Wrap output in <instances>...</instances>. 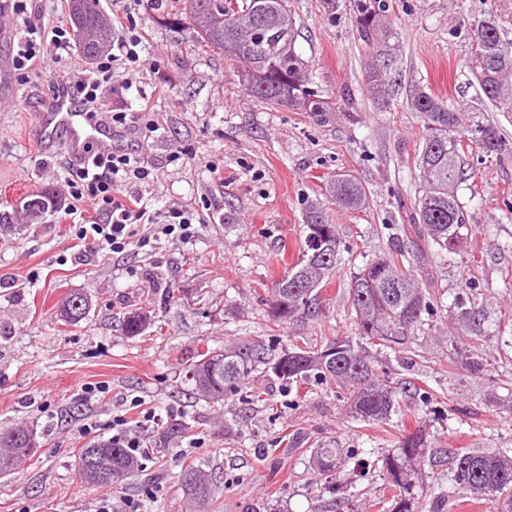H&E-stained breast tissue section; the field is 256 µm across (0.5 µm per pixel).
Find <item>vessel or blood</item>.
<instances>
[{
  "instance_id": "b4317fda",
  "label": "vessel or blood",
  "mask_w": 512,
  "mask_h": 512,
  "mask_svg": "<svg viewBox=\"0 0 512 512\" xmlns=\"http://www.w3.org/2000/svg\"><path fill=\"white\" fill-rule=\"evenodd\" d=\"M32 137L48 150L63 146L68 158L74 160L91 146L108 154L124 148L127 143L123 130L112 127L107 121L90 118L76 101L63 95L41 103Z\"/></svg>"
}]
</instances>
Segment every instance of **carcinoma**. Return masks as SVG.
Instances as JSON below:
<instances>
[{"label":"carcinoma","mask_w":512,"mask_h":512,"mask_svg":"<svg viewBox=\"0 0 512 512\" xmlns=\"http://www.w3.org/2000/svg\"><path fill=\"white\" fill-rule=\"evenodd\" d=\"M181 14L194 21L198 11L210 10L211 23L192 26L198 41L219 50L241 65L239 78L252 95L273 110L288 109L324 117L335 104L313 88L312 77L296 53V31L290 21L288 0H177ZM354 17L359 39L377 48L384 63L366 70V92L380 109L389 106L388 61L394 33L386 19L384 0H354ZM69 20L82 55L94 60L112 42V26L99 8L98 0H70ZM468 69L483 94L503 112H512V39L490 17L474 24L470 36ZM412 108L423 122V147L418 158L421 195L414 201V233L440 257L462 239L469 215L457 191L466 181L461 169L460 145L467 140L487 154H512V148L490 124H462L454 105L423 89L414 92ZM327 204L342 209L365 205L366 192L353 177H336L327 190ZM58 195L38 190L27 195L23 211L30 223H39L58 210ZM304 247L293 265L269 289L266 304L273 325L293 323L313 315L320 290L328 284L342 262L336 225L329 223L326 204L308 205L303 224ZM405 255H380L367 261L351 276L349 302L358 340L334 338L316 349L292 344L241 342L233 347L208 348L188 365L187 374L195 393L208 402H222L235 394L250 375L260 372L291 385L314 379L334 383L345 391L352 413L364 422H383L399 410L398 391L379 379L369 356L359 342L403 352L412 347L423 315L435 309L429 289L404 263ZM60 317L77 325L90 311L88 298L73 294L59 305ZM147 314L132 312L124 321L125 333H143ZM39 447L35 433L12 424L0 425V448H10L22 462ZM313 463L320 474L344 465L339 448L313 449ZM423 440L418 433L403 437L399 454L386 458L391 487L397 492L398 512H410L405 494L411 487V464L422 457ZM112 465V483H120L140 467L139 456L112 442H90L81 449L77 465L85 471L92 456ZM433 459L448 461L458 482L474 495L489 501L494 512H512V456L493 448L459 451L441 448ZM179 483L189 499L203 498L206 510L214 498L211 478L201 468L189 467L179 474Z\"/></svg>","instance_id":"cac0c4a2"}]
</instances>
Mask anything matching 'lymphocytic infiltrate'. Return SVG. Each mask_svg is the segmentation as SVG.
I'll return each mask as SVG.
<instances>
[{"label": "lymphocytic infiltrate", "instance_id": "obj_1", "mask_svg": "<svg viewBox=\"0 0 512 512\" xmlns=\"http://www.w3.org/2000/svg\"><path fill=\"white\" fill-rule=\"evenodd\" d=\"M72 41L71 30L62 26L54 27L47 40L27 37L13 59L21 81H29L33 59L47 52L59 55L70 51ZM141 43L132 20H125L110 54L96 61L79 80H50L49 93L71 95L91 117L111 119L113 125L132 131L135 141H142L156 130L157 120L131 119L121 109L110 111L104 105L107 91L119 85L123 73L143 67ZM153 179L152 170L136 151L112 156L93 152L71 166L66 187L78 224L76 239L93 240L108 255L124 253L133 244L149 246L161 234L185 240L194 237L193 213L171 208L158 214L147 209L141 188Z\"/></svg>", "mask_w": 512, "mask_h": 512}]
</instances>
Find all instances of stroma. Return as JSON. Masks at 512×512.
I'll list each match as a JSON object with an SVG mask.
<instances>
[{"label": "stroma", "instance_id": "35a3bbf8", "mask_svg": "<svg viewBox=\"0 0 512 512\" xmlns=\"http://www.w3.org/2000/svg\"><path fill=\"white\" fill-rule=\"evenodd\" d=\"M399 45L390 65V111H379L363 88L373 51L354 23L353 0L337 10L324 0H288L298 32L295 49L316 87L336 104L316 119L272 111L241 85L223 54L203 47L187 27L164 22L161 9L136 0H100L106 15H133L153 62L128 75L129 111L157 120L141 151L156 178L144 196L150 209L170 204L200 215L190 240L159 236L153 246L103 256L97 244L74 247L64 197L63 152L47 154L33 141L36 93L12 60L25 34L0 0V424L33 428L35 456L0 476V512H191L176 477L202 466L216 484L212 512H392L396 506L383 465L400 441L422 432L426 448H502L512 453V394L497 376L512 374V155L473 146L461 157L468 179L458 192L471 227L448 258L426 250L411 223L423 122L410 106L417 89L456 103L464 123L497 126L512 142V112L482 94L466 67L474 21L494 17L512 32V0H385ZM349 174L364 187L359 210L329 208L343 262L323 288L314 317L284 327L281 338L306 344L350 336L347 302L353 272L375 256L403 252L431 285L438 308L400 365L388 350L370 348L380 377L399 387L401 411L389 421L353 417L345 403L317 384L301 391L252 374L247 392L209 403L196 398L185 375L206 348L267 340L266 297L285 264L298 258L307 206L325 198L328 179ZM51 189L58 212L22 223L26 195ZM176 299L165 302L166 288ZM72 293L93 300L87 319L66 326L58 301ZM143 307L152 315L141 335L127 336L123 319ZM480 359L484 374L469 363ZM98 387L85 396L88 387ZM141 397L157 417L139 424L157 454L139 477L119 488H82L76 460L87 441L112 436V418ZM193 417L189 435L166 439L174 417ZM295 433L351 454L345 467L320 476L310 455L287 448ZM411 512H490L455 483L448 468L421 460L413 476Z\"/></svg>", "mask_w": 512, "mask_h": 512}]
</instances>
